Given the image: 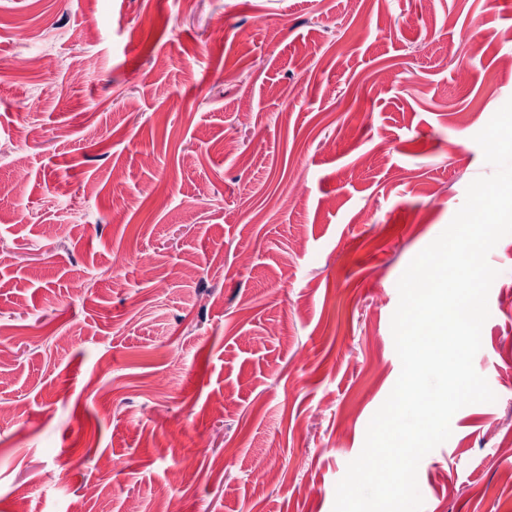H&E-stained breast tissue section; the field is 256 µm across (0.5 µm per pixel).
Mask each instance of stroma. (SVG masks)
Returning <instances> with one entry per match:
<instances>
[{
  "label": "stroma",
  "instance_id": "1",
  "mask_svg": "<svg viewBox=\"0 0 512 512\" xmlns=\"http://www.w3.org/2000/svg\"><path fill=\"white\" fill-rule=\"evenodd\" d=\"M55 35L80 71L22 67ZM507 58L512 0H0V512H333ZM488 261L496 400L423 512H512V235Z\"/></svg>",
  "mask_w": 512,
  "mask_h": 512
}]
</instances>
